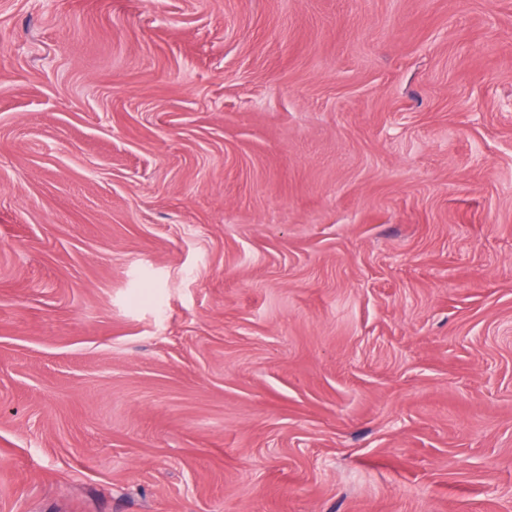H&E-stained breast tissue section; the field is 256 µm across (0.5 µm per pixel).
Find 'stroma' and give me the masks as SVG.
<instances>
[{
    "instance_id": "obj_1",
    "label": "stroma",
    "mask_w": 512,
    "mask_h": 512,
    "mask_svg": "<svg viewBox=\"0 0 512 512\" xmlns=\"http://www.w3.org/2000/svg\"><path fill=\"white\" fill-rule=\"evenodd\" d=\"M0 512H512V0H0Z\"/></svg>"
}]
</instances>
